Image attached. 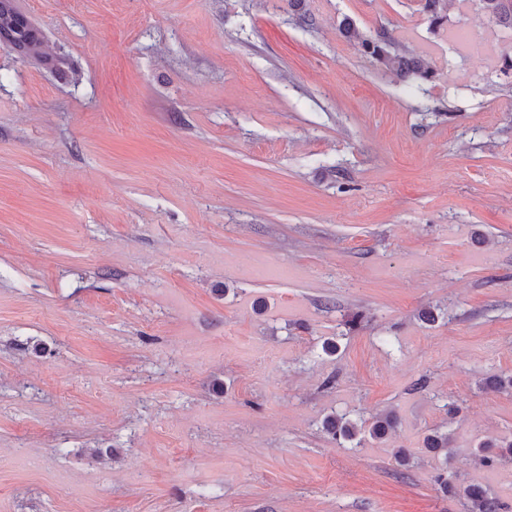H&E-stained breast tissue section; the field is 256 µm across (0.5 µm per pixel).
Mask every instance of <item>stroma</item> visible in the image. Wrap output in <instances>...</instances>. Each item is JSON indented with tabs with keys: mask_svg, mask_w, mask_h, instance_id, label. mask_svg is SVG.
I'll use <instances>...</instances> for the list:
<instances>
[{
	"mask_svg": "<svg viewBox=\"0 0 512 512\" xmlns=\"http://www.w3.org/2000/svg\"><path fill=\"white\" fill-rule=\"evenodd\" d=\"M15 2L65 63L0 48V512H512L477 457L512 440V33L449 11L484 64L420 0ZM339 32L353 41L358 52L371 59L382 71L432 82L436 78L432 66L424 57L408 55L387 31L365 34L357 31L348 17L339 24ZM464 494L469 502L470 512H499L500 504L488 497L482 488L478 486H469L464 490Z\"/></svg>",
	"mask_w": 512,
	"mask_h": 512,
	"instance_id": "35a3bbf8",
	"label": "stroma"
}]
</instances>
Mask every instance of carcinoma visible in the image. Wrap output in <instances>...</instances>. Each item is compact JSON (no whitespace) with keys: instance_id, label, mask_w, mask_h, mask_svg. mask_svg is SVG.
Returning <instances> with one entry per match:
<instances>
[{"instance_id":"1","label":"carcinoma","mask_w":512,"mask_h":512,"mask_svg":"<svg viewBox=\"0 0 512 512\" xmlns=\"http://www.w3.org/2000/svg\"><path fill=\"white\" fill-rule=\"evenodd\" d=\"M476 6L494 26L512 32V0H476ZM422 12L426 15L432 31L443 33L450 29L448 0H422ZM339 32L347 40L355 43L362 56L371 59L384 72L402 76L412 75L427 82L436 78V73L425 58L407 54L387 31L383 30L376 34L361 33L355 29L352 21L345 17L339 24ZM0 46L50 67L63 63L55 48L18 10L14 0H0ZM394 424L395 420L390 415L378 417L371 424L369 435L379 438L393 428ZM327 429L334 436L345 439H352L359 433L357 425L343 416L330 418L327 421ZM493 447H502L505 452L499 455H481L480 461L485 465L492 466L504 458L512 457V440L500 444H480L483 451ZM464 494L469 502V512H500V504L488 497L482 488L469 486L464 490Z\"/></svg>"}]
</instances>
